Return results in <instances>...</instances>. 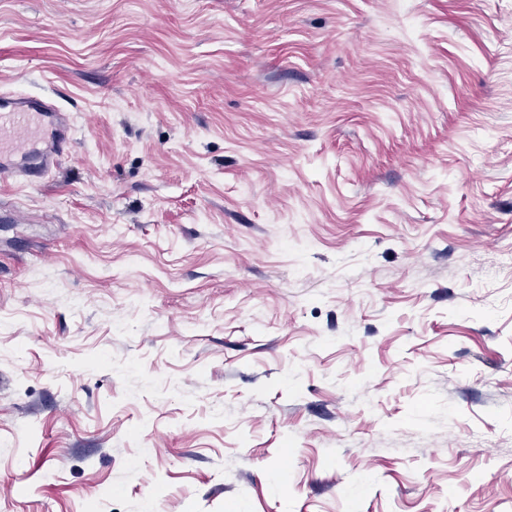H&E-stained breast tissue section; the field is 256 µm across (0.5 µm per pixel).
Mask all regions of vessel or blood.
<instances>
[{
	"label": "vessel or blood",
	"instance_id": "vessel-or-blood-1",
	"mask_svg": "<svg viewBox=\"0 0 512 512\" xmlns=\"http://www.w3.org/2000/svg\"><path fill=\"white\" fill-rule=\"evenodd\" d=\"M57 106L24 94L0 96V178L32 182L45 177L70 143Z\"/></svg>",
	"mask_w": 512,
	"mask_h": 512
}]
</instances>
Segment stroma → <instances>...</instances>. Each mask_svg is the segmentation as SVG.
I'll return each mask as SVG.
<instances>
[{
    "label": "stroma",
    "mask_w": 512,
    "mask_h": 512,
    "mask_svg": "<svg viewBox=\"0 0 512 512\" xmlns=\"http://www.w3.org/2000/svg\"><path fill=\"white\" fill-rule=\"evenodd\" d=\"M1 92L0 512H512V0H0ZM53 136L49 150L35 147V124ZM66 116L44 99L0 96V178L33 182L45 177L67 151Z\"/></svg>",
    "instance_id": "35a3bbf8"
}]
</instances>
